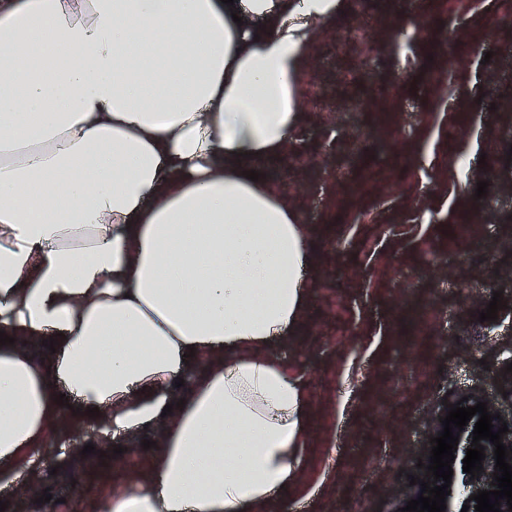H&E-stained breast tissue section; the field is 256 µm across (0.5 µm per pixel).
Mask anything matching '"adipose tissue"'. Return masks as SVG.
<instances>
[{
    "label": "adipose tissue",
    "mask_w": 512,
    "mask_h": 512,
    "mask_svg": "<svg viewBox=\"0 0 512 512\" xmlns=\"http://www.w3.org/2000/svg\"><path fill=\"white\" fill-rule=\"evenodd\" d=\"M341 2L0 0L1 489L31 497L69 404L102 451L155 434L101 512H278L309 413L266 349L307 255L247 173L282 158Z\"/></svg>",
    "instance_id": "ef3b65f1"
}]
</instances>
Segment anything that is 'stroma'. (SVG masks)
<instances>
[{
    "label": "stroma",
    "mask_w": 512,
    "mask_h": 512,
    "mask_svg": "<svg viewBox=\"0 0 512 512\" xmlns=\"http://www.w3.org/2000/svg\"><path fill=\"white\" fill-rule=\"evenodd\" d=\"M314 29L276 172L310 231L308 304L270 349L310 410L284 512H393L449 393L512 420V0L455 14L344 0ZM450 30L458 53L430 57ZM464 221L468 237H450ZM496 294V320L480 321ZM58 453L34 468L53 499L83 493L81 512L130 467L110 455L77 488L52 474Z\"/></svg>",
    "instance_id": "stroma-1"
}]
</instances>
